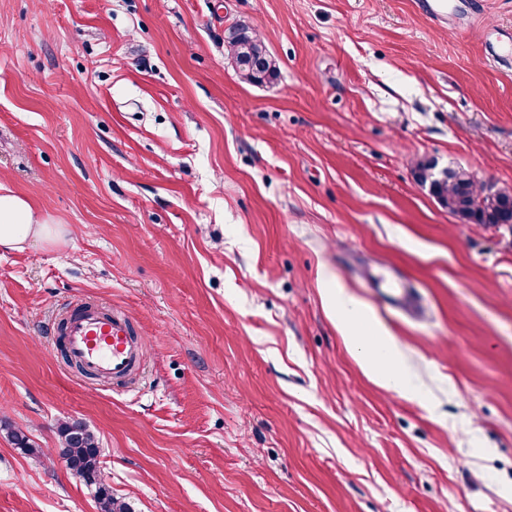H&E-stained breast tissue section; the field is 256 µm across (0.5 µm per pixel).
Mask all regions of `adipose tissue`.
I'll use <instances>...</instances> for the list:
<instances>
[{"label":"adipose tissue","mask_w":512,"mask_h":512,"mask_svg":"<svg viewBox=\"0 0 512 512\" xmlns=\"http://www.w3.org/2000/svg\"><path fill=\"white\" fill-rule=\"evenodd\" d=\"M52 238V227L41 220L27 198L0 187V249L20 250L29 242Z\"/></svg>","instance_id":"obj_1"}]
</instances>
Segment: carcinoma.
I'll list each match as a JSON object with an SVG mask.
<instances>
[{
  "label": "carcinoma",
  "instance_id": "cac0c4a2",
  "mask_svg": "<svg viewBox=\"0 0 512 512\" xmlns=\"http://www.w3.org/2000/svg\"><path fill=\"white\" fill-rule=\"evenodd\" d=\"M229 54L239 66L243 81L261 85L277 77V70L268 58L266 45L245 24L235 27L226 40ZM432 192L448 212L471 220L475 224H512V194L504 192L501 206L477 213L471 209L481 187L471 174L464 170L451 172L440 180L431 182ZM58 433L63 439L62 456L69 470L86 486L95 488L99 512H129L109 487L100 480V448L96 435L79 421L60 424Z\"/></svg>",
  "mask_w": 512,
  "mask_h": 512
}]
</instances>
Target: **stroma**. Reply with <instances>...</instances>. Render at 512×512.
<instances>
[{"mask_svg": "<svg viewBox=\"0 0 512 512\" xmlns=\"http://www.w3.org/2000/svg\"><path fill=\"white\" fill-rule=\"evenodd\" d=\"M454 2L450 29L414 0H0V186L62 227L0 251V512H98L65 421L131 512H512V224L414 173L512 188V62L484 39L512 0ZM241 22L273 83L240 79ZM392 271L420 317L370 287ZM97 302L144 348L126 384L52 348ZM377 333L414 387L365 366ZM229 54L239 66L240 77L244 82L261 85L277 77V70L268 58L266 45L245 24H238L226 40ZM262 58L264 66L260 70L250 68L253 60ZM432 192L442 207L448 212L471 220L474 224H512V194L501 192L504 202L491 211L477 214L471 209L475 196L482 185L478 186L471 174L465 170L446 174L443 179L431 182ZM327 300L345 322L354 317L358 304L352 296L345 293L342 289L330 290L327 294ZM58 433L63 439L62 456L68 469L86 486L95 488L99 512H130L127 504H119L109 487L101 483V454L96 435L79 421L61 423Z\"/></svg>", "mask_w": 512, "mask_h": 512, "instance_id": "1", "label": "stroma"}]
</instances>
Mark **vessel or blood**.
Returning a JSON list of instances; mask_svg holds the SVG:
<instances>
[{"mask_svg": "<svg viewBox=\"0 0 512 512\" xmlns=\"http://www.w3.org/2000/svg\"><path fill=\"white\" fill-rule=\"evenodd\" d=\"M383 295L409 316L422 312L415 290L405 280L385 282ZM59 345L85 370L113 382L129 380L143 366V347L132 324L108 308L93 311L84 307L72 312Z\"/></svg>", "mask_w": 512, "mask_h": 512, "instance_id": "b4317fda", "label": "vessel or blood"}]
</instances>
